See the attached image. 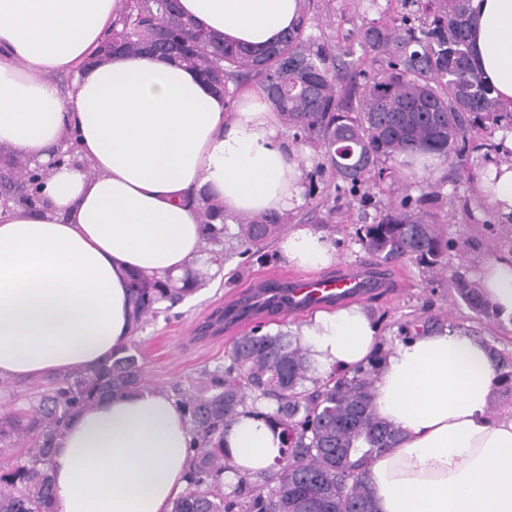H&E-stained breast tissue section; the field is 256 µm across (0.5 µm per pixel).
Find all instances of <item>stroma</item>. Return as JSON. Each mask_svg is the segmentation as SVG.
Masks as SVG:
<instances>
[{"mask_svg":"<svg viewBox=\"0 0 512 512\" xmlns=\"http://www.w3.org/2000/svg\"><path fill=\"white\" fill-rule=\"evenodd\" d=\"M405 11L402 0H378L373 7L367 0H318L312 31L343 48L356 43L367 23L390 24ZM301 150L307 193L303 203L289 211L288 224L323 231L336 246L338 263L372 269L377 286L359 303L378 323L385 348L413 335L417 320L431 316L512 358V322L477 315L450 283L459 266L470 278H478L484 260L499 253L502 240L512 239V221L493 211L476 194L473 183L456 180L458 169L474 173L486 167L483 151H472L451 165H437L424 178L403 170L398 158H388L384 175L363 201L350 195L334 171L324 166L319 148L305 144ZM426 180L440 185L439 197L428 211L451 242L443 269L427 271L405 260L376 270L374 259L355 235L356 227L364 216L383 213L405 197H418ZM238 224V218L230 219V234L219 246L223 275H207L192 294L143 322L132 336L146 386L167 392L176 386L186 389L201 375L223 370L240 335L227 323L226 304L257 276L292 275V268L278 255V237H271L260 253L241 255Z\"/></svg>","mask_w":512,"mask_h":512,"instance_id":"stroma-1","label":"stroma"}]
</instances>
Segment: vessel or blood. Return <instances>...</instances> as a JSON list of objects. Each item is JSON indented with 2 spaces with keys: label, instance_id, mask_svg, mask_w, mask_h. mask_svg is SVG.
<instances>
[{
  "label": "vessel or blood",
  "instance_id": "b4317fda",
  "mask_svg": "<svg viewBox=\"0 0 512 512\" xmlns=\"http://www.w3.org/2000/svg\"><path fill=\"white\" fill-rule=\"evenodd\" d=\"M374 280L356 266L340 267L336 273L318 278L266 276L227 311L229 318L242 325L252 317L276 312L297 314L366 295Z\"/></svg>",
  "mask_w": 512,
  "mask_h": 512
}]
</instances>
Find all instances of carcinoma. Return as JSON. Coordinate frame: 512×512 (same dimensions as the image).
<instances>
[{"label": "carcinoma", "mask_w": 512, "mask_h": 512, "mask_svg": "<svg viewBox=\"0 0 512 512\" xmlns=\"http://www.w3.org/2000/svg\"><path fill=\"white\" fill-rule=\"evenodd\" d=\"M307 0L296 27L260 51L227 43L202 31L181 13L179 0H127L112 24V45L124 52L150 51L198 70L230 97L245 85L258 88L285 117L296 141L316 144L353 190L370 191L381 160L395 155L433 154L449 162L473 148L472 133L487 120L512 132V109L493 96L469 45L472 0H411L421 4L416 24L406 19L362 29L357 47L336 46L308 32ZM388 57L387 68L371 77L368 61ZM436 196L429 182L415 206L401 204L362 224L363 249L384 265L409 260L432 271L442 267L450 243L424 210ZM204 212L207 238L219 242L226 225ZM285 215L244 220L241 243L256 253ZM199 285L198 275L174 288L162 281L132 280L133 319L138 326ZM460 298L491 318L479 284L453 278ZM385 352L365 367L325 382L312 376L298 338L269 334L256 326L238 337L221 372L188 390L177 388L191 433L184 492L172 512H372L365 471L372 460L395 447L397 429L372 411L373 376ZM313 384L309 389L306 383ZM143 383L138 351L125 347L92 372L56 375L38 385L23 407L0 413V448L30 442L0 471V512H57L50 478L52 449L69 417L105 393ZM273 403L267 414L281 429L285 465L261 486L242 477L224 493V426L246 409Z\"/></svg>", "instance_id": "cac0c4a2"}]
</instances>
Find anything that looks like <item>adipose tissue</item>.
Segmentation results:
<instances>
[{
  "instance_id": "adipose-tissue-1",
  "label": "adipose tissue",
  "mask_w": 512,
  "mask_h": 512,
  "mask_svg": "<svg viewBox=\"0 0 512 512\" xmlns=\"http://www.w3.org/2000/svg\"><path fill=\"white\" fill-rule=\"evenodd\" d=\"M226 42L262 50L292 28L300 0H179ZM474 59L512 108V0H473ZM125 0H0V145L46 166L39 200L0 206V377L44 381L89 371L134 334L130 279L212 268L203 210L285 213L303 201L300 156L262 94L236 107L197 70L146 53L91 57ZM69 72L61 95L51 76ZM73 156L59 166L57 152ZM476 188L512 214V165L479 170ZM289 266L336 261L323 232L284 234ZM486 303L512 319V254L486 259ZM299 340L315 374L349 371L379 350L357 304L317 311ZM499 386L488 347L445 327L396 343L374 379L375 414L400 431L365 475L375 512H512V418L487 408ZM189 428L182 406L145 387L101 396L68 422L51 457L57 512H172L183 492ZM277 429L246 411L224 431L232 467L258 476L279 455Z\"/></svg>"
}]
</instances>
